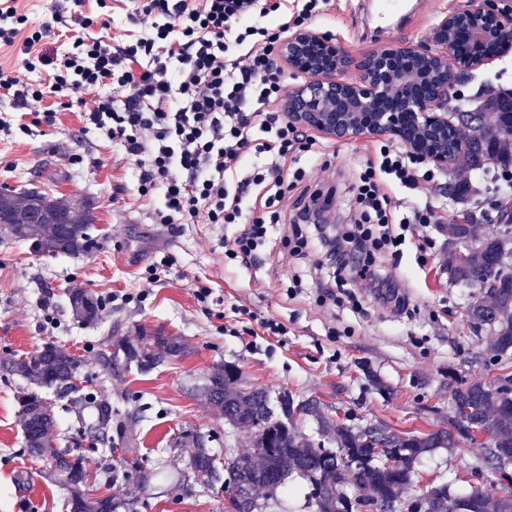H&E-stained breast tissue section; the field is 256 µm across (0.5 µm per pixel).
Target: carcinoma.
<instances>
[{"mask_svg":"<svg viewBox=\"0 0 512 512\" xmlns=\"http://www.w3.org/2000/svg\"><path fill=\"white\" fill-rule=\"evenodd\" d=\"M454 139L452 160L462 161L471 170L493 162L512 166V95L495 111L479 113L475 123L456 125ZM94 223V213L80 205L76 196L54 197L35 189L0 192V224L6 225L5 232L45 254L89 251ZM443 229L453 247L448 257L451 281L473 288H482L488 280L495 282L494 287L483 288V297L469 306L468 315L472 323L490 329L493 351L502 356L512 349V272L504 271L499 256L502 250L512 248V242L491 230L480 233L477 224H446ZM69 303L73 316L89 325L102 318L105 308L98 295L83 289L71 291ZM113 347L109 360L119 359L145 373L185 352L184 344L162 329H143L136 339H118ZM10 364L31 383L61 393L70 392V379L81 372L80 360L54 344L14 358ZM204 396L227 424L251 432V450L224 451V488L243 492L255 505L254 490L285 493L290 490L289 479L297 475L308 482V501L315 512H361L366 502L375 512H402L403 490L412 483L423 456L433 449L458 448L463 442L475 441L481 432L488 436L485 464L494 468L496 456L512 457V390L502 389L494 380L454 382L450 386L449 427L425 435L393 433L386 452L367 442L361 428L340 424L326 415L313 398L300 399L281 391L277 397L279 417H273L270 392L244 386L237 367L231 364L211 374ZM37 398L33 392L19 397L25 447L30 455L51 460L52 477L69 492L70 512H104L107 503L112 512H120L125 502L112 495L98 498L88 493L91 471L82 456L56 447L53 411L44 409ZM95 407L98 434L94 440L103 442L115 411L106 399L95 402ZM297 413L316 420L320 439H308L298 431ZM326 438L336 448L325 447ZM184 447L191 467L207 468L211 452L203 436H186ZM346 484L353 485L354 494L343 491ZM451 499L464 504L461 512H512V495L494 499L476 486L454 493L446 484L427 490L414 512H448Z\"/></svg>","mask_w":512,"mask_h":512,"instance_id":"1","label":"carcinoma"}]
</instances>
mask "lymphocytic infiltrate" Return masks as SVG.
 <instances>
[{
	"mask_svg": "<svg viewBox=\"0 0 512 512\" xmlns=\"http://www.w3.org/2000/svg\"><path fill=\"white\" fill-rule=\"evenodd\" d=\"M326 0H144L148 31L135 41L112 45L94 36L110 26L107 0L98 13L82 10L83 0H55L50 21L37 23L19 13L13 0H0V45L22 42L25 68L43 66L49 87L21 83L0 67V98L20 116L50 123L55 113L40 109L45 93L63 95L79 86L106 87L84 114L124 147L139 170L140 196L162 190L155 224H237L224 241V256L253 267L264 261L270 228L286 224L283 245L302 255L317 242L323 257L347 272L353 284L375 298L403 306L398 281L377 273V252H399L411 227L460 220L425 189L440 173L401 144L379 140L351 191L353 231L332 232L319 222L332 192L323 180L297 163L320 151V141L293 125L283 109L286 85L277 47L291 27L306 25ZM66 39L65 53L47 48ZM153 68L141 70L140 58ZM423 193L407 206L392 201L391 185ZM263 187L260 198L252 188ZM301 191L304 206L289 207L288 195Z\"/></svg>",
	"mask_w": 512,
	"mask_h": 512,
	"instance_id": "obj_1",
	"label": "lymphocytic infiltrate"
}]
</instances>
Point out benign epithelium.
<instances>
[{
  "label": "benign epithelium",
  "instance_id": "1",
  "mask_svg": "<svg viewBox=\"0 0 512 512\" xmlns=\"http://www.w3.org/2000/svg\"><path fill=\"white\" fill-rule=\"evenodd\" d=\"M461 25L470 33L464 54L454 39ZM502 30L512 32V11L498 10L491 0H465L443 15L422 42L381 46L364 56L351 80L341 78L351 59L334 38L312 28L291 30L280 41L279 62L304 81L285 109L295 125L330 139L387 135L446 169L452 152L448 94L470 72L512 51V39L501 42L496 54L486 51ZM494 232L512 235V202L507 199Z\"/></svg>",
  "mask_w": 512,
  "mask_h": 512
}]
</instances>
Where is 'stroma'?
I'll list each match as a JSON object with an SVG mask.
<instances>
[{
	"instance_id": "35a3bbf8",
	"label": "stroma",
	"mask_w": 512,
	"mask_h": 512,
	"mask_svg": "<svg viewBox=\"0 0 512 512\" xmlns=\"http://www.w3.org/2000/svg\"><path fill=\"white\" fill-rule=\"evenodd\" d=\"M462 2L434 0L430 12L403 31L378 37L357 0H330L310 26L337 38L357 59L382 45L423 40L440 16ZM505 89L512 91L507 56L456 87L469 98ZM98 94L95 88L75 89L69 93L74 108L59 110L54 123L0 133V185L82 195L96 203L95 247L85 254L51 257L0 231V360L49 342L78 357L81 392L49 390L45 396L57 421L58 447L84 455L96 477L95 492L119 495L130 512H224L220 484L197 480L178 445L182 435L199 434L218 457L228 448L250 450V432L225 424L200 395L220 365L237 366L247 386L316 398L345 424H382L401 434L447 426L449 378L490 380L512 373V351L495 356L490 331L477 333L469 325L466 310L481 292L451 282L448 238L439 225L424 231L431 243L426 268L417 266L412 247L396 258L387 252L377 257L379 265L398 269L408 298L398 309L350 287L331 267L316 269L319 255L313 250L298 261L275 250L263 265L242 267L224 257V240L235 226L150 223L160 196H139L138 171L124 148L86 123L76 106ZM372 141L369 135L322 141L324 159L335 166L329 181L338 214L349 207L351 175L364 164ZM165 257L171 268L145 287L146 266ZM296 278L302 281L299 293L287 296ZM321 281L331 282L336 293L324 306L317 303ZM201 285L211 289L204 303L195 296ZM75 288L106 300L98 326L73 316L68 293ZM261 318L280 322L286 335H252ZM142 328L180 337L187 352L146 374L108 363L109 336L132 338ZM373 373L381 386L370 381ZM29 387L20 375L0 368V512H68L67 490L46 478L50 460L30 457L24 446L18 396ZM84 392L91 401L81 400ZM96 398L110 400L117 412L108 445L91 440ZM483 453L475 442L427 454L404 498L440 484L454 492L477 484L495 498L512 495V484L483 466ZM159 466L173 471L174 480L143 484L141 474Z\"/></svg>"
}]
</instances>
